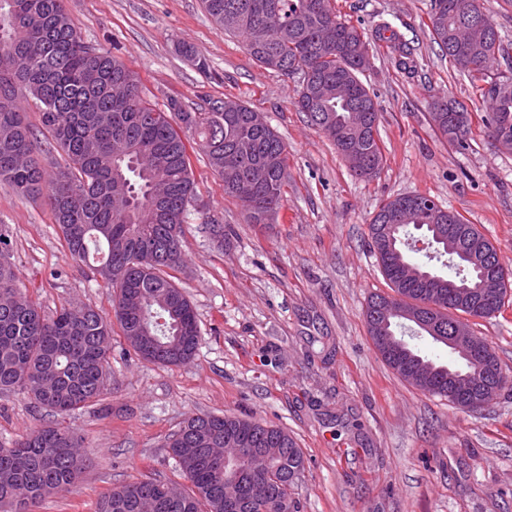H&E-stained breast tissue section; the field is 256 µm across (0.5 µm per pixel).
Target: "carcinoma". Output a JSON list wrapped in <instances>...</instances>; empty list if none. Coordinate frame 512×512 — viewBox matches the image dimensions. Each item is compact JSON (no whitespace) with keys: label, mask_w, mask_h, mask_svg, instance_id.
<instances>
[{"label":"carcinoma","mask_w":512,"mask_h":512,"mask_svg":"<svg viewBox=\"0 0 512 512\" xmlns=\"http://www.w3.org/2000/svg\"><path fill=\"white\" fill-rule=\"evenodd\" d=\"M224 33L242 39L260 66L283 75H300L314 101L298 95L296 106L324 134L358 177L376 175L385 155L379 137V111L361 75L371 68L367 33L343 19L333 0H202ZM333 22L337 44L320 41L322 25ZM429 29L455 70L474 81L489 111L484 132L509 138L512 150V76L494 69L508 46L479 0H432ZM372 36L387 44L395 65L411 68L413 48L381 19ZM362 46L361 53L357 47ZM175 51L202 72L206 59L184 43ZM40 113L51 135L43 146L27 120L26 107ZM436 131L449 144L467 149L472 115L460 103L432 102ZM252 109L226 98L199 110L175 100L162 110L141 96L137 75L111 52L84 41L64 0H0V182L15 192L42 198L50 206L72 258L99 275L112 289V306L123 335L134 332L133 347L143 360L164 366L190 361L201 341L194 307L169 271L184 265L183 225L197 201L191 153L205 157L220 176L224 195L236 199L252 224H272L283 206L290 179L287 148L272 127L253 128ZM66 155L64 169L50 173L42 155ZM257 165L267 169L262 182L251 179ZM419 227L432 243L434 258L454 273L449 277L414 260L407 240ZM462 233L470 254L490 239L460 214L423 194L384 201L369 224L370 247L390 288L368 301V335L383 361L421 392L472 415L473 390L481 372L466 349H450L452 363L424 354L416 341L442 347L454 341L455 327L490 319L512 302V269L498 251L477 268L448 255L439 236ZM124 239L129 249L112 251ZM11 241L0 224V392L25 395L34 407L64 418L102 401L109 379L112 321L91 307L62 306L47 315L23 293L11 263ZM495 299L481 303L485 292ZM391 302L389 323L379 307ZM501 366L492 342L469 332ZM83 438L52 421L23 434L11 447L0 446V502L14 512H36L53 487L70 489L80 472ZM169 452L191 490L154 478L121 484L100 501L98 512H134L148 495L156 512H226L224 476L248 474V449L266 454L267 473L251 479L240 512H300L295 488L305 468L301 448L283 428L236 415L189 417L169 439Z\"/></svg>","instance_id":"1"}]
</instances>
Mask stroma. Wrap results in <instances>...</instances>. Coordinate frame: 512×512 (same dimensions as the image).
<instances>
[{
	"mask_svg": "<svg viewBox=\"0 0 512 512\" xmlns=\"http://www.w3.org/2000/svg\"><path fill=\"white\" fill-rule=\"evenodd\" d=\"M335 6L367 32L389 21L414 46V66L404 71L376 43L362 77L380 112L385 155L369 179L356 177L297 111L299 77L258 65L239 38L211 22L201 0H66L84 39L137 73L146 99L196 108L231 97L263 113L287 146L290 181L275 223L251 224L192 154L200 203L226 229L219 243L198 217L184 227L186 261L174 280L196 309L199 349L180 366L153 364L113 327L103 402L64 421L83 437L88 466L38 512H97L112 487L148 476L184 483L167 442L200 413L287 430L305 458L296 489L302 512H512V389L480 416L449 407L394 374L364 320L370 296L388 290L368 226L390 197H433L476 225L512 268V152L485 136V103L433 42L430 0ZM180 42L208 59L209 72L176 54ZM438 96L471 112L470 149L457 150L434 129L430 103ZM0 224L23 291L45 313L82 304L112 314L111 289L72 259L44 201L0 183ZM475 331L492 341L512 377V306ZM353 419L360 429L350 428ZM48 420L24 396L0 394V446Z\"/></svg>",
	"mask_w": 512,
	"mask_h": 512,
	"instance_id": "35a3bbf8",
	"label": "stroma"
}]
</instances>
